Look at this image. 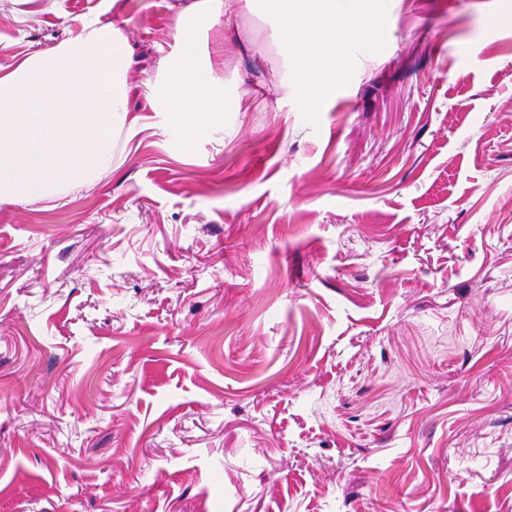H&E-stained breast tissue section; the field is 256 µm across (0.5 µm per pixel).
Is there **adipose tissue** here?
<instances>
[{"label":"adipose tissue","mask_w":512,"mask_h":512,"mask_svg":"<svg viewBox=\"0 0 512 512\" xmlns=\"http://www.w3.org/2000/svg\"><path fill=\"white\" fill-rule=\"evenodd\" d=\"M296 7L283 0H224L225 11L244 4L249 14L277 12L278 40L288 57L289 79L298 87L305 108L317 111L326 87L346 77L336 51L345 41H374L379 24L365 0H296ZM201 13L195 7L179 9L175 38L179 51L170 58V77L156 96V109L177 124L178 147L205 133L224 118V84L196 54Z\"/></svg>","instance_id":"obj_1"}]
</instances>
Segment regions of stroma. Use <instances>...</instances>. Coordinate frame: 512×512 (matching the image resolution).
<instances>
[{"label":"stroma","instance_id":"35a3bbf8","mask_svg":"<svg viewBox=\"0 0 512 512\" xmlns=\"http://www.w3.org/2000/svg\"><path fill=\"white\" fill-rule=\"evenodd\" d=\"M172 2L0 0L5 68L119 28L136 121L0 200V512H512V0H372L316 112L210 0L182 149ZM202 11L181 8L175 17V38L179 51L170 58V77L156 95V111L181 128L175 142L179 148L224 119V83L217 81L209 65L196 54Z\"/></svg>","mask_w":512,"mask_h":512}]
</instances>
